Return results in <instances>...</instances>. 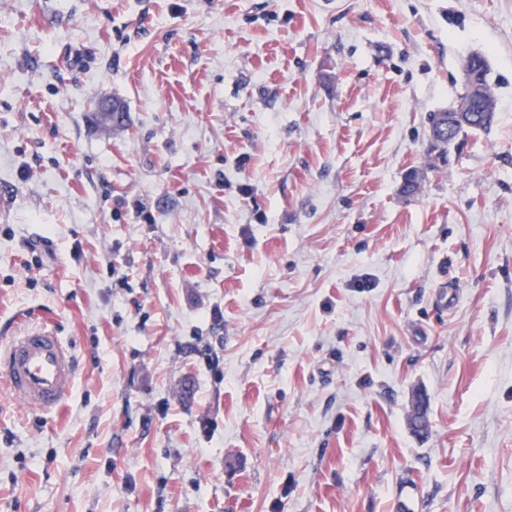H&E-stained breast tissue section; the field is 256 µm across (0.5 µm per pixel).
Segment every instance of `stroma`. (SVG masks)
<instances>
[{"label":"stroma","mask_w":512,"mask_h":512,"mask_svg":"<svg viewBox=\"0 0 512 512\" xmlns=\"http://www.w3.org/2000/svg\"><path fill=\"white\" fill-rule=\"evenodd\" d=\"M1 192L0 512H512V0H0ZM466 73L469 76L470 83L472 79L481 83L483 89V96L473 106V112L471 113L473 119L469 120L466 126L459 125L458 133L461 134L462 132L467 131H489L494 123L495 118L489 122H485L483 119L484 102L493 101L490 88L491 66L486 54L480 53L475 56H467L465 59H463L459 69V83L461 86L462 93H460L457 98H463L468 95L469 84L465 83L462 79ZM0 379L29 407L53 410L71 396L75 385L72 349L53 330L11 336L0 350Z\"/></svg>","instance_id":"obj_1"}]
</instances>
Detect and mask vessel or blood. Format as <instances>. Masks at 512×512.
Here are the masks:
<instances>
[{
    "label": "vessel or blood",
    "instance_id": "1",
    "mask_svg": "<svg viewBox=\"0 0 512 512\" xmlns=\"http://www.w3.org/2000/svg\"><path fill=\"white\" fill-rule=\"evenodd\" d=\"M0 380L29 407L53 410L71 396L75 385L72 349L48 329L11 337L0 348Z\"/></svg>",
    "mask_w": 512,
    "mask_h": 512
}]
</instances>
